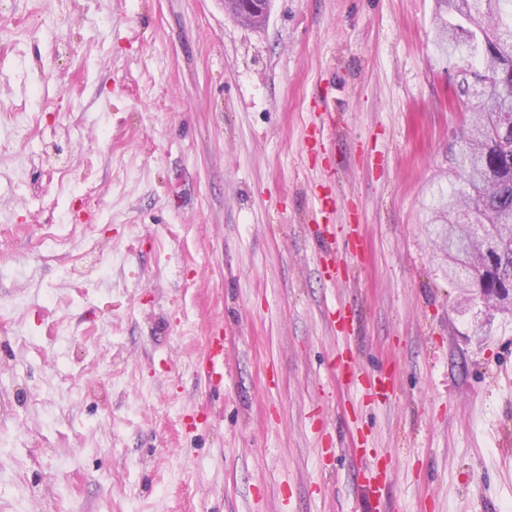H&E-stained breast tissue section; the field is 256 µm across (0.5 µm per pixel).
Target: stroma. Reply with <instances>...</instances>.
I'll return each mask as SVG.
<instances>
[{"instance_id":"35a3bbf8","label":"stroma","mask_w":512,"mask_h":512,"mask_svg":"<svg viewBox=\"0 0 512 512\" xmlns=\"http://www.w3.org/2000/svg\"><path fill=\"white\" fill-rule=\"evenodd\" d=\"M435 7L272 0L249 27L224 0H0V512H365L357 424L393 512H512V317L460 302L431 223L468 116ZM353 220L366 251L324 282L316 229ZM343 348L395 396L336 382ZM205 372L213 381L220 382L224 371V338L223 336H210L207 345Z\"/></svg>"}]
</instances>
